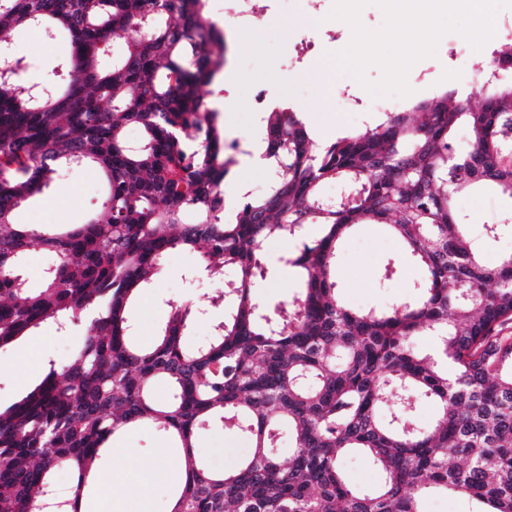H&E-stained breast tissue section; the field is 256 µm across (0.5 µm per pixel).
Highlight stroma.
<instances>
[{"instance_id": "35a3bbf8", "label": "stroma", "mask_w": 512, "mask_h": 512, "mask_svg": "<svg viewBox=\"0 0 512 512\" xmlns=\"http://www.w3.org/2000/svg\"><path fill=\"white\" fill-rule=\"evenodd\" d=\"M266 8L244 28L224 22L228 43L227 64L235 72L234 80L216 77L203 86L206 100L220 112V121L228 141L258 146L265 136L254 110L258 93H266L268 104H285L301 113L308 128L326 125L325 141L335 140L374 124L375 112H343L331 91L332 85L356 86L349 74L325 72L317 57L343 50L351 31L341 21L330 19L332 0H324L320 12L326 21H317L309 0H264ZM16 53L27 59L26 77L49 88H56L57 66L69 55L67 39H51L27 28L16 33ZM483 52L473 50L459 34L449 33L440 40L435 56L417 62L409 85L410 96L397 98L396 109L411 111L413 106L443 91L468 100L472 107L484 102V94L468 80L471 67L483 65ZM103 188L98 171L90 166L65 168L44 192L24 203L15 214L19 224L35 226L86 223L99 213ZM455 207L461 223L482 261L490 267L512 254V205L499 193L477 187L459 193ZM489 224L502 225L496 238L485 235ZM199 255L193 251H175L162 261V271L152 288L141 294L130 308L138 326L136 342L147 347L154 340L173 304L194 302L207 305L210 297L234 279L236 271L224 270L223 281L203 276ZM395 263L397 272L385 278L384 267ZM422 275L419 265L408 260L402 246L380 224H361L340 245L335 264L337 294L352 308L391 307L410 296ZM83 327L58 332L42 326L21 337L11 347L0 350V410L7 409L39 383L50 365H63L76 351ZM112 442L133 449L143 466H164L171 470L170 480L157 483L152 490L154 512H164L173 490L182 481L181 454L171 448L165 435L154 427L142 425L124 429ZM251 443L245 437L224 430L215 422L201 431L196 453L211 469L231 470L246 457Z\"/></svg>"}]
</instances>
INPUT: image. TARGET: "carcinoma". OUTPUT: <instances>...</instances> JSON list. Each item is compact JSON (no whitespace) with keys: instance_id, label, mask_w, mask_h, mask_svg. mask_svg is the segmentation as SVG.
<instances>
[{"instance_id":"1","label":"carcinoma","mask_w":512,"mask_h":512,"mask_svg":"<svg viewBox=\"0 0 512 512\" xmlns=\"http://www.w3.org/2000/svg\"><path fill=\"white\" fill-rule=\"evenodd\" d=\"M28 26L66 36L71 53L51 91L0 52V349L46 322L87 332L61 369L50 364L0 411V512H38L60 467L72 475L63 510L81 512L111 438L140 424L181 449L172 512H423L430 490L512 512V255L485 266L453 204L474 186L512 200V84L490 85L479 109L444 93L416 106L420 122L385 112L325 144L278 105L265 113L262 146L277 179L262 196L242 195L228 218L226 150L237 144L201 93L228 45L206 0H0V47ZM115 36L125 47L111 60ZM462 126L463 152L453 144ZM85 164L105 182L101 215L65 229L13 222L60 169ZM327 181L342 194L324 197ZM310 224L320 235L288 259L299 291L264 304L253 292L267 273L262 243ZM359 224L384 225L423 269L416 292L389 309H352L336 295V252ZM199 247L210 278L237 271L214 299L224 320L190 345L195 310L177 305L154 343L137 345L130 302L168 253ZM37 248L55 263L33 288L23 267ZM422 331L436 336L431 354L414 347ZM420 403L438 411L429 429L415 422ZM214 422L251 441L233 470L195 454ZM349 452L382 470L380 486L347 482Z\"/></svg>"}]
</instances>
